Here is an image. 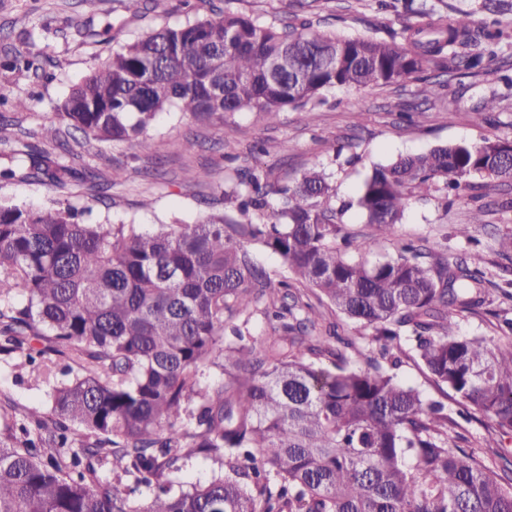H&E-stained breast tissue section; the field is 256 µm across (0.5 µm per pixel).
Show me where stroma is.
<instances>
[{
	"instance_id": "stroma-1",
	"label": "stroma",
	"mask_w": 512,
	"mask_h": 512,
	"mask_svg": "<svg viewBox=\"0 0 512 512\" xmlns=\"http://www.w3.org/2000/svg\"><path fill=\"white\" fill-rule=\"evenodd\" d=\"M226 7L263 21L282 17L311 20L315 29L332 30L346 36L389 38L411 18L403 0H316L313 8L300 7L296 0H158L154 11L143 9L142 0H0V61L34 53L50 59V78L14 81L10 72L0 69V115L10 125L12 138L22 131L39 128L56 112L70 88L79 83L109 55L113 44L98 43L85 36V28H100L112 22L113 43H126L149 33L161 24H176L187 14H208L210 5ZM502 39L496 68L479 75L465 71L429 69L417 79L394 85L368 87L360 91L343 88L324 90L323 105L313 123L302 113L289 109L267 123L254 112H238L230 117L213 116L198 122L178 112L160 115L148 130L150 148L146 151L125 142L84 144L81 132H70L56 147L57 155L66 149L80 153L79 165L105 174H116L112 203L94 200L84 188L72 185L58 192L40 183H0V197L34 207H49L57 201L91 208L94 216L112 221H132L147 230L180 219L194 223L223 209L226 185L238 170L262 169L269 182L291 181L322 160L336 187L333 205L344 206L342 222L350 234L370 244V261L394 256L407 243L423 249L433 248L463 261L482 273V306L470 312L454 313L459 335L481 337L489 344L502 345L512 338L504 325L512 319V258L499 252L502 237L512 236V206L501 208L502 200L512 202V184L496 187L486 199L488 213L484 223L470 221L473 203L461 194L448 209H441L434 197L413 199L394 236H386L377 225L366 223L352 207L360 187L377 164L401 155L416 154L438 145L478 143L490 138H512V88L502 73L512 74V9L502 8ZM34 39H27V32ZM440 84L434 97L424 89ZM496 96L495 111H476L483 98ZM18 98L32 101L30 110L14 107ZM193 149H186V142ZM341 154H334V147ZM208 171L204 183L195 175ZM152 199L151 208H141L143 199ZM468 225L469 237L458 234L459 225ZM293 291L302 303L317 307L323 314L319 335L337 334L359 340L356 324L334 311L301 286ZM402 383L418 388L425 398L443 400L449 419L462 447L479 456L490 468H497L498 451L512 452V433L499 432L486 415L473 413L464 418L466 406L458 398L443 397L404 350L396 370ZM6 395L32 409L44 408L47 388L31 381L28 368L17 359H0V395Z\"/></svg>"
}]
</instances>
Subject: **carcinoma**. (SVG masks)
<instances>
[{"instance_id": "carcinoma-1", "label": "carcinoma", "mask_w": 512, "mask_h": 512, "mask_svg": "<svg viewBox=\"0 0 512 512\" xmlns=\"http://www.w3.org/2000/svg\"><path fill=\"white\" fill-rule=\"evenodd\" d=\"M416 22L390 39L342 36L211 9L112 48L74 85L38 133H27L0 182H75L104 200L116 179L80 172L41 143L73 129L86 140L149 148L148 129L174 109L198 120L285 109L316 117L322 91L404 82L458 61L472 74L497 59L500 32L470 15ZM37 58L5 64L13 78ZM512 181V141L438 146L372 168L355 205L394 235L410 201ZM276 206L268 205L269 194ZM319 165L271 186L247 171L224 190V210L143 231L88 222L71 206L33 209L0 198V355H19L49 387L32 410L0 399V512H512V457L493 471L456 444L445 405L395 374L402 339L435 385L512 432V342L460 336L448 308L483 304L481 280L429 249L377 264L344 232L347 206ZM257 246L297 283L371 332L370 345L316 332L321 314L268 288ZM266 300L277 335L256 347L234 317ZM67 361L55 380L53 357ZM328 360L331 366L323 364ZM211 368L220 378L202 377ZM202 455L224 474L173 492L165 475ZM110 464L134 487L103 481ZM153 490L137 505L134 488Z\"/></svg>"}]
</instances>
